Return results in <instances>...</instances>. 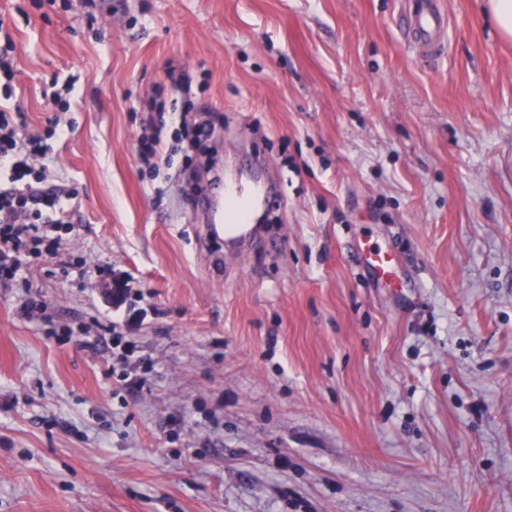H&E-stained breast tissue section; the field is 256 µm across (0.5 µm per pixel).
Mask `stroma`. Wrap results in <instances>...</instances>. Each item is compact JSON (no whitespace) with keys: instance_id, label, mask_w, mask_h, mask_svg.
Returning <instances> with one entry per match:
<instances>
[{"instance_id":"stroma-1","label":"stroma","mask_w":512,"mask_h":512,"mask_svg":"<svg viewBox=\"0 0 512 512\" xmlns=\"http://www.w3.org/2000/svg\"><path fill=\"white\" fill-rule=\"evenodd\" d=\"M410 2L0 0L29 132L73 127L47 186L76 195L57 255L0 282V512H512V41L437 0L424 54ZM179 113L214 129L196 159ZM257 156L277 222L231 248L188 184L254 188ZM412 8L403 19L409 39L422 51H434L442 43L446 26L444 15L437 10L432 0H414ZM163 127H154L150 137H143L138 149V159L151 168L160 167L163 160ZM360 260L366 264L380 280L392 281L395 276L394 258L382 250H364L360 253Z\"/></svg>"}]
</instances>
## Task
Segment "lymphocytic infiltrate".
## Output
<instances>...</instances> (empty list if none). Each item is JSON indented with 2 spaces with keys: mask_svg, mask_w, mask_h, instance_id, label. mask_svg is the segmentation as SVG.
<instances>
[{
  "mask_svg": "<svg viewBox=\"0 0 512 512\" xmlns=\"http://www.w3.org/2000/svg\"><path fill=\"white\" fill-rule=\"evenodd\" d=\"M11 34L0 37V277L19 283L27 258L55 255L64 211L60 194L41 190L54 167L51 139L64 133L49 122L43 133L24 136L17 107Z\"/></svg>",
  "mask_w": 512,
  "mask_h": 512,
  "instance_id": "1",
  "label": "lymphocytic infiltrate"
}]
</instances>
